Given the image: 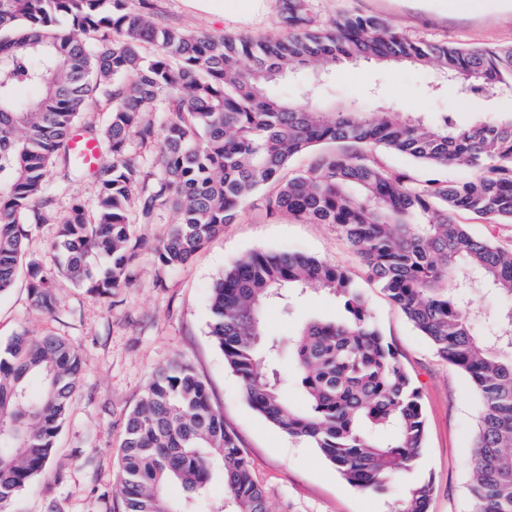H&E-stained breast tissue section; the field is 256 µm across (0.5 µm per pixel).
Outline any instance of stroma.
I'll list each match as a JSON object with an SVG mask.
<instances>
[{"instance_id": "1", "label": "stroma", "mask_w": 512, "mask_h": 512, "mask_svg": "<svg viewBox=\"0 0 512 512\" xmlns=\"http://www.w3.org/2000/svg\"><path fill=\"white\" fill-rule=\"evenodd\" d=\"M159 26L194 33L277 37L288 31V0H128ZM324 25L344 12L376 15L417 39L466 46L512 44V0H307ZM433 68L341 62L324 88L339 100L403 112L448 113L456 124L512 113V95L462 100L454 86L433 93ZM266 194L255 195L234 224L206 243L181 268L163 273L152 255L133 263L130 287L102 299L60 281L53 312L32 305L26 271L0 293V350L16 335H53L72 343L82 359L80 387L57 449L35 482L21 489L13 512H122L116 493L117 450L129 412L154 373L175 359L205 380L262 486L269 512H395L406 485L432 478L428 512H471L468 457L479 409L464 374L440 359L403 312L368 277L347 242L327 224L268 214ZM255 250H294L344 268L360 289L379 330L399 353L420 390L425 448L415 469L389 493H366L345 483L317 448L258 415L208 334L209 290L225 269ZM334 299L309 293L292 317L264 314L266 332L288 341L313 317L335 319Z\"/></svg>"}]
</instances>
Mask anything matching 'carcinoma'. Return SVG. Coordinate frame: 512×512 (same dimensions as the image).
Wrapping results in <instances>:
<instances>
[{"mask_svg": "<svg viewBox=\"0 0 512 512\" xmlns=\"http://www.w3.org/2000/svg\"><path fill=\"white\" fill-rule=\"evenodd\" d=\"M58 15L69 29L55 26ZM285 22L288 33L278 37H217L156 26L127 0H0V293L25 255L22 218L52 220L44 208L53 176L63 184L89 177L96 195L58 220L59 267L27 263L41 313L55 308L60 277L109 298L128 287L144 250L162 271L182 267L269 188L270 212L336 228L436 353L466 376L481 409L468 458L473 512H512V305L482 334L484 313L471 299L481 286L512 302V246L457 220L466 213L512 224V114L460 127L446 114L427 120L343 104L318 112L312 102L322 88L314 85L297 101L267 89L343 61L409 62L455 80L462 98L485 101L512 91V45L417 40L357 14L317 29L306 0H288ZM103 103L105 122L87 120ZM76 129L95 142L93 170L70 149ZM134 141L155 148L151 168ZM307 153L311 166L289 171ZM385 153L467 174L418 180L388 166ZM167 210L177 219L163 238L133 235L132 225L155 224ZM312 287L344 315L313 318L291 339L306 401L297 408L280 372L262 367L278 348L265 338L262 312L279 301L289 314L290 292ZM209 336L250 406L317 448L350 486L381 493L421 457L419 389L345 270L302 252L254 251L213 283ZM5 353L0 512L47 467L82 376L77 349L53 336H17ZM119 456L123 512H198L196 498L217 467L230 512H269L236 435L185 362L156 373L127 417ZM172 485L183 496H170ZM433 489L430 480L411 484L397 512H427Z\"/></svg>", "mask_w": 512, "mask_h": 512, "instance_id": "carcinoma-1", "label": "carcinoma"}]
</instances>
